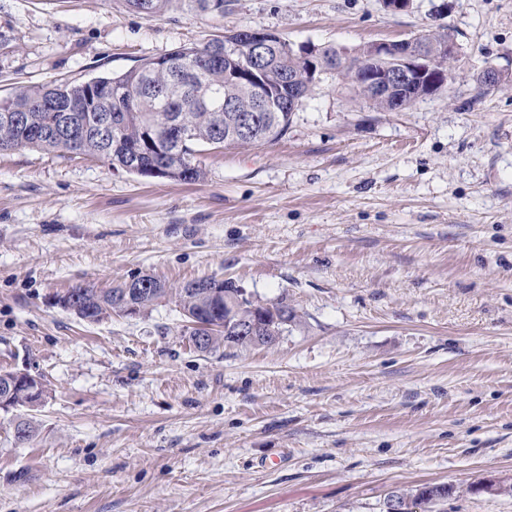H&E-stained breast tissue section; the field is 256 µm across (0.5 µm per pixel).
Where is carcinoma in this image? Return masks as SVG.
Here are the masks:
<instances>
[{
	"label": "carcinoma",
	"instance_id": "obj_1",
	"mask_svg": "<svg viewBox=\"0 0 512 512\" xmlns=\"http://www.w3.org/2000/svg\"><path fill=\"white\" fill-rule=\"evenodd\" d=\"M172 0H125L128 9L152 18L166 11ZM189 9L203 13H224L225 0H181ZM240 32H232L203 44L180 46L163 55V62L146 59L140 65L120 74L104 73L96 81L109 91L90 99L82 112H63V120L77 130L69 138L40 135L35 129L49 121L48 106L79 98L83 83L55 79L47 84L24 86L0 98V152L35 148L49 153L84 155L99 158L114 168L150 178V168L159 165L163 178L178 183H195L205 179V171L194 163L202 147L218 150L226 146L263 145L276 141L288 132L293 113L274 109L262 112L251 133H241L240 111L250 107L252 100L247 86L234 72L241 68L240 57H224V43L235 40ZM365 48L360 47L347 58L348 65L339 72L362 95L367 91L359 84L366 73ZM339 52L332 47L316 50V75L309 76L307 61L297 51H270L262 81L275 98L288 99L290 76L297 77L293 94L300 102L310 95L316 76L336 66ZM179 121L189 130V137L170 135L169 123ZM142 291L132 296L133 304L147 310L168 296H175L182 309L190 312L209 305L210 289H224V296L233 297L237 290L227 280L215 278L188 282L177 289L168 287L155 277L135 276ZM124 281L112 288L98 290L76 286L67 291L77 305L75 314L82 320L96 314H124L127 307ZM276 318L263 323L259 335L278 336L282 328L296 319L293 309L281 303L273 306ZM231 322L214 335L212 348L246 347L249 342L232 338ZM449 486L427 485L414 505L424 507L450 496Z\"/></svg>",
	"mask_w": 512,
	"mask_h": 512
}]
</instances>
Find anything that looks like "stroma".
<instances>
[{
	"mask_svg": "<svg viewBox=\"0 0 512 512\" xmlns=\"http://www.w3.org/2000/svg\"><path fill=\"white\" fill-rule=\"evenodd\" d=\"M440 25L445 90L380 112L321 75L277 142L199 152V183L0 153V370L49 385L0 409V512H382L424 484L453 488L435 512H512L473 490L512 479V0H0V95L244 28L349 54ZM136 274L298 319L199 353L174 297L94 324L54 303ZM12 378L14 379V384L17 386L24 385L28 389V393L31 397L30 404L25 407H37L41 405L46 398V390L45 385L43 383V387L41 386V378L32 375L25 371H12Z\"/></svg>",
	"mask_w": 512,
	"mask_h": 512,
	"instance_id": "35a3bbf8",
	"label": "stroma"
}]
</instances>
